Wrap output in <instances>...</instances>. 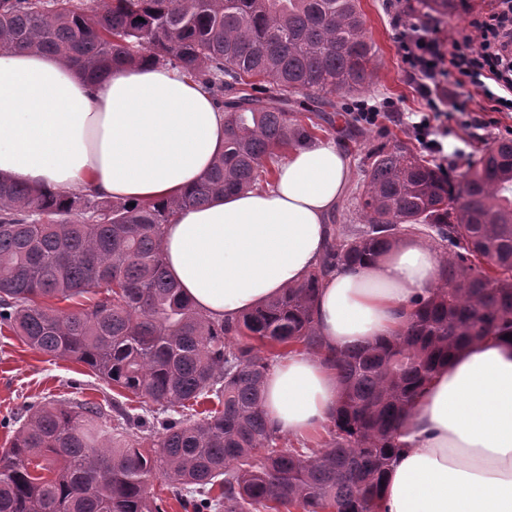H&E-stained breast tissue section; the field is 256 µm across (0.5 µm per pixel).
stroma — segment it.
<instances>
[{"instance_id": "obj_1", "label": "stroma", "mask_w": 512, "mask_h": 512, "mask_svg": "<svg viewBox=\"0 0 512 512\" xmlns=\"http://www.w3.org/2000/svg\"><path fill=\"white\" fill-rule=\"evenodd\" d=\"M418 0H361L366 34L375 49V77L362 90V97L379 102L391 99L395 112L386 114L373 126L356 123L350 107L353 95H335V109L322 125L323 134L332 136L349 154L352 175L349 189L336 210L337 232H347L358 221L362 169L374 152L406 138L409 113L427 109L415 80L406 75L399 52L397 34L403 21L414 15ZM475 122L471 126L448 120L449 150L433 157V164L460 179L469 159L479 157L493 140L512 137V113L495 111L491 102L476 99L472 105ZM57 399L63 402L92 401L111 409L124 404L130 413H139L137 402L124 392L101 381L83 363L72 359H52L42 355L9 332L0 333V450L9 447L18 430L26 405Z\"/></svg>"}]
</instances>
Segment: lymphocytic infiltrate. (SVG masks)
<instances>
[{
	"mask_svg": "<svg viewBox=\"0 0 512 512\" xmlns=\"http://www.w3.org/2000/svg\"><path fill=\"white\" fill-rule=\"evenodd\" d=\"M472 31H459L447 43L436 37L432 19L404 24L398 34L401 61L424 90L427 110L407 119V133L431 153H441L437 123L450 112L466 113L471 86L494 102L498 111L512 112V0H493L476 18Z\"/></svg>",
	"mask_w": 512,
	"mask_h": 512,
	"instance_id": "obj_1",
	"label": "lymphocytic infiltrate"
}]
</instances>
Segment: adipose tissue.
I'll return each mask as SVG.
<instances>
[{"label":"adipose tissue","mask_w":512,"mask_h":512,"mask_svg":"<svg viewBox=\"0 0 512 512\" xmlns=\"http://www.w3.org/2000/svg\"><path fill=\"white\" fill-rule=\"evenodd\" d=\"M227 113L194 78L126 65L90 85L34 51H0V177L56 193L135 203L170 200L224 150ZM350 157L335 138L294 147L266 187L178 211L162 245L168 270L210 318H234L300 282L319 262L328 215L345 196ZM434 247L405 236L319 290L315 324L330 348L400 332L412 301L438 282ZM279 432H324L342 394L321 356L281 358L263 386ZM384 486L389 512H512V341L490 336L441 366L403 423Z\"/></svg>","instance_id":"1"}]
</instances>
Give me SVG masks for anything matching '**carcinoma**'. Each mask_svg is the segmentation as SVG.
Here are the masks:
<instances>
[{"mask_svg": "<svg viewBox=\"0 0 512 512\" xmlns=\"http://www.w3.org/2000/svg\"><path fill=\"white\" fill-rule=\"evenodd\" d=\"M360 0H0V50L49 52L90 78L142 59L205 84L228 110L224 153L171 201L40 193L0 180V329L31 349L87 365L150 422L92 402L25 407L0 453V512H164V482L191 512H388L382 487L399 427L448 357L512 335V138L467 164L457 186L397 140L370 158L363 223L332 235L317 267L235 320H212L167 271L162 229L177 210L270 182L283 151L314 136L287 110L374 78ZM459 0H421L446 15ZM260 78L262 83L253 79ZM426 229L443 250L440 283L405 328L326 357L343 385L326 437L285 448L263 410L274 362L320 354L314 304L325 278L361 267ZM87 297L76 313L56 304ZM213 408L184 414L200 401ZM145 437L132 442L127 430Z\"/></svg>", "mask_w": 512, "mask_h": 512, "instance_id": "1", "label": "carcinoma"}]
</instances>
